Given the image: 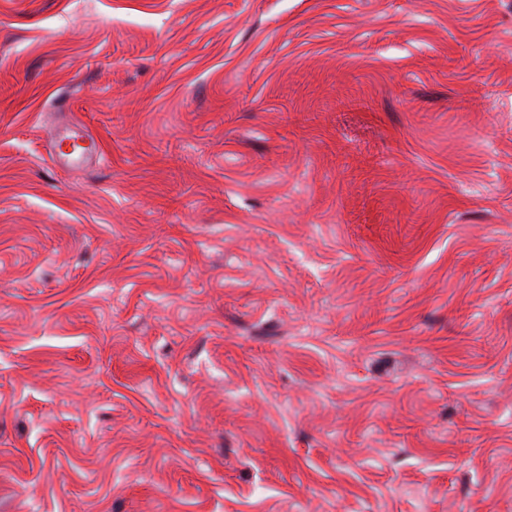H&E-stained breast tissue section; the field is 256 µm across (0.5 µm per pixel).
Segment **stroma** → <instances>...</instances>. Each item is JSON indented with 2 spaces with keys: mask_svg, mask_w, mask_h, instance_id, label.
<instances>
[{
  "mask_svg": "<svg viewBox=\"0 0 512 512\" xmlns=\"http://www.w3.org/2000/svg\"><path fill=\"white\" fill-rule=\"evenodd\" d=\"M0 512H512V0H0Z\"/></svg>",
  "mask_w": 512,
  "mask_h": 512,
  "instance_id": "stroma-1",
  "label": "stroma"
}]
</instances>
